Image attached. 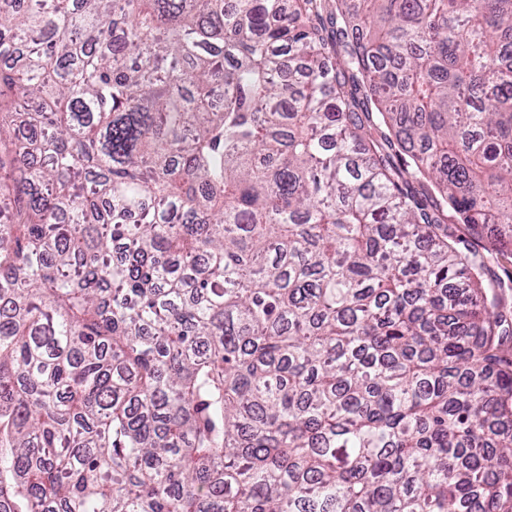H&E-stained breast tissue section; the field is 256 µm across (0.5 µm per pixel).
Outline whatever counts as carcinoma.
Instances as JSON below:
<instances>
[{
	"label": "carcinoma",
	"mask_w": 512,
	"mask_h": 512,
	"mask_svg": "<svg viewBox=\"0 0 512 512\" xmlns=\"http://www.w3.org/2000/svg\"><path fill=\"white\" fill-rule=\"evenodd\" d=\"M324 8L0 0V512H512V0Z\"/></svg>",
	"instance_id": "carcinoma-1"
}]
</instances>
